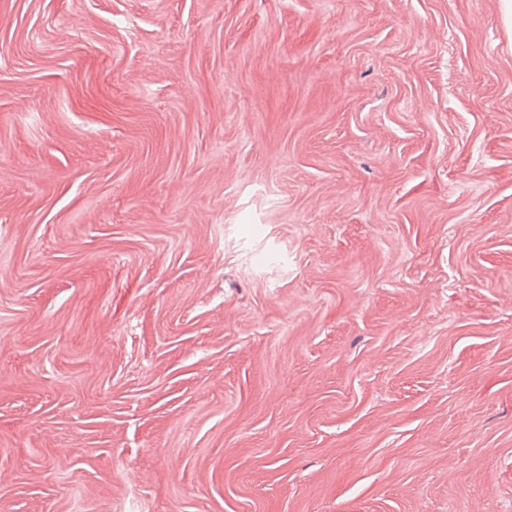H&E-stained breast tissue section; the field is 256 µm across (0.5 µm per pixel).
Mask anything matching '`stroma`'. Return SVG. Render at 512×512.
Instances as JSON below:
<instances>
[{"instance_id":"1","label":"stroma","mask_w":512,"mask_h":512,"mask_svg":"<svg viewBox=\"0 0 512 512\" xmlns=\"http://www.w3.org/2000/svg\"><path fill=\"white\" fill-rule=\"evenodd\" d=\"M0 512H512L502 0H0Z\"/></svg>"}]
</instances>
